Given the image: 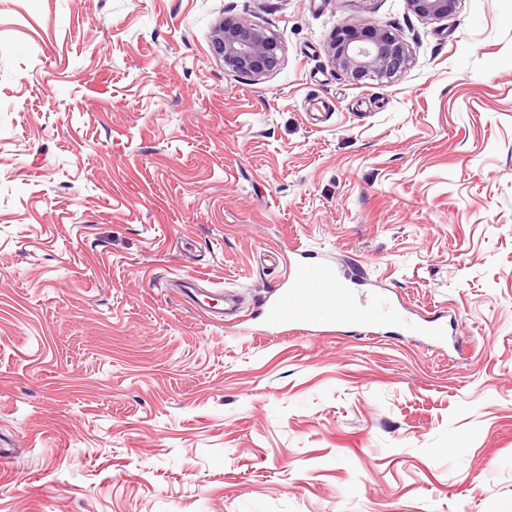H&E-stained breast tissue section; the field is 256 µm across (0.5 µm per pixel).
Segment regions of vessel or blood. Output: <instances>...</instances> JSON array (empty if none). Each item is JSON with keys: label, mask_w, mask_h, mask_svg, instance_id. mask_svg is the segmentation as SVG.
<instances>
[{"label": "vessel or blood", "mask_w": 512, "mask_h": 512, "mask_svg": "<svg viewBox=\"0 0 512 512\" xmlns=\"http://www.w3.org/2000/svg\"><path fill=\"white\" fill-rule=\"evenodd\" d=\"M180 287L185 302L210 319L221 321L239 310L234 292H225L224 306L217 309L201 297L193 279H182ZM264 311L268 321L281 326L317 324L367 329L380 321L404 328L410 325L396 306L342 287L333 267L327 264L288 268L284 281L266 300Z\"/></svg>", "instance_id": "vessel-or-blood-1"}]
</instances>
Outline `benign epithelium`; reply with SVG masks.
<instances>
[{"mask_svg": "<svg viewBox=\"0 0 512 512\" xmlns=\"http://www.w3.org/2000/svg\"><path fill=\"white\" fill-rule=\"evenodd\" d=\"M422 16L442 18L456 10L458 0H408ZM214 54L234 71L259 77L277 67L280 42L277 35L246 19L227 17L211 35ZM331 62L352 80H391L410 62L405 43L388 29L356 20L336 29L327 46Z\"/></svg>", "mask_w": 512, "mask_h": 512, "instance_id": "7a95c632", "label": "benign epithelium"}]
</instances>
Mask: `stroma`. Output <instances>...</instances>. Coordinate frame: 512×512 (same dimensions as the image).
<instances>
[{
    "instance_id": "stroma-1",
    "label": "stroma",
    "mask_w": 512,
    "mask_h": 512,
    "mask_svg": "<svg viewBox=\"0 0 512 512\" xmlns=\"http://www.w3.org/2000/svg\"><path fill=\"white\" fill-rule=\"evenodd\" d=\"M354 19L410 66L332 65ZM298 253L447 347L267 325ZM0 439V512H512V0H0ZM412 10L422 16L442 18L451 15L457 6L458 0H408ZM211 46L226 66L246 76H262L279 63L277 35L243 18L227 17L218 23ZM193 279L195 278L181 279L179 288L182 289L180 290L182 298L186 303L194 308L196 312H203L210 319L216 321H223L224 318L233 317L237 314L239 305L236 301L235 291L218 290L210 295H203L199 293L197 284ZM223 295L224 308L222 309L214 308V305H211L210 301L206 300L209 299L215 301L217 299L215 296ZM201 296H203V298H201Z\"/></svg>"
}]
</instances>
